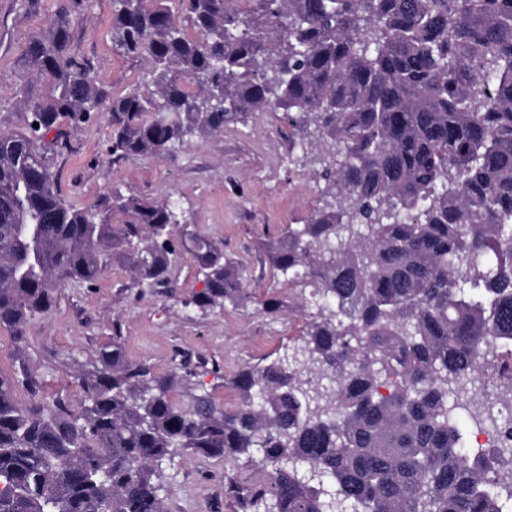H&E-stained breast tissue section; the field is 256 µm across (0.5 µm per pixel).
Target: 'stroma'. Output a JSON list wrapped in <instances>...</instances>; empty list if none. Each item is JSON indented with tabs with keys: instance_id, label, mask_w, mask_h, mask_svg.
Listing matches in <instances>:
<instances>
[{
	"instance_id": "1",
	"label": "stroma",
	"mask_w": 512,
	"mask_h": 512,
	"mask_svg": "<svg viewBox=\"0 0 512 512\" xmlns=\"http://www.w3.org/2000/svg\"><path fill=\"white\" fill-rule=\"evenodd\" d=\"M71 0H0V133L23 131L25 114L15 97L17 85L35 83L23 66L29 38L45 30ZM112 0H83L71 27L70 51L87 62L98 81L120 95L143 84L145 62L112 48ZM112 115L98 113L87 124L64 130L45 152L66 201L80 207L113 189L175 205L179 224L174 240L193 233L222 245L236 261L253 299L244 306L202 310L192 299L204 288L192 253L170 272L166 288L132 287L126 260L112 258L93 284L62 287L56 307L36 316L23 344L0 329V370L26 364L41 376L43 395L78 404L74 376L91 368L101 350L120 340L130 361L155 373L185 363L189 389L211 393L227 409L241 405L232 378L247 365L284 355L297 341L316 306H302L271 268L264 245L284 238L289 226L307 223L329 199L316 153H302L282 113L256 112L245 124L223 132H199L159 158L113 161L108 152ZM278 303L266 313L265 302ZM165 512H240L224 485L241 475L266 481L264 472L232 461L181 454L166 470Z\"/></svg>"
}]
</instances>
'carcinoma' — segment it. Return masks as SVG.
<instances>
[{
    "label": "carcinoma",
    "instance_id": "cac0c4a2",
    "mask_svg": "<svg viewBox=\"0 0 512 512\" xmlns=\"http://www.w3.org/2000/svg\"><path fill=\"white\" fill-rule=\"evenodd\" d=\"M168 2L113 0L112 47L149 75L119 96L72 58V11L29 40L47 91L19 85L25 130L0 134V329L22 342L116 252L133 288L167 286L185 249L206 283L194 306L251 299L219 245L175 244L170 204L65 201L39 142L101 110L115 161L285 112L334 202L265 249L319 313L236 374L233 410L205 390L173 400L191 373L158 375L116 340L75 377L76 409L36 400L25 366L0 372V512H164L160 466L186 451L257 452L268 482L229 481L242 512H512V0ZM457 410L499 447L468 453Z\"/></svg>",
    "mask_w": 512,
    "mask_h": 512
}]
</instances>
